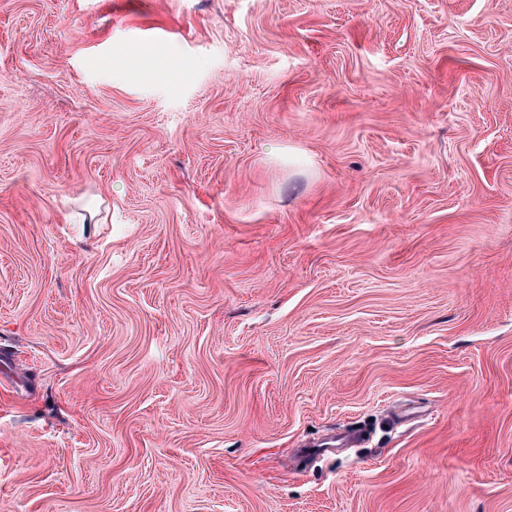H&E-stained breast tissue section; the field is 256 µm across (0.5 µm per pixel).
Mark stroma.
Here are the masks:
<instances>
[{"label":"stroma","instance_id":"obj_1","mask_svg":"<svg viewBox=\"0 0 512 512\" xmlns=\"http://www.w3.org/2000/svg\"><path fill=\"white\" fill-rule=\"evenodd\" d=\"M0 512H512V0H0ZM353 437L349 434L332 435L320 438L307 445L306 451L311 455L324 456L335 448L350 447Z\"/></svg>","mask_w":512,"mask_h":512}]
</instances>
